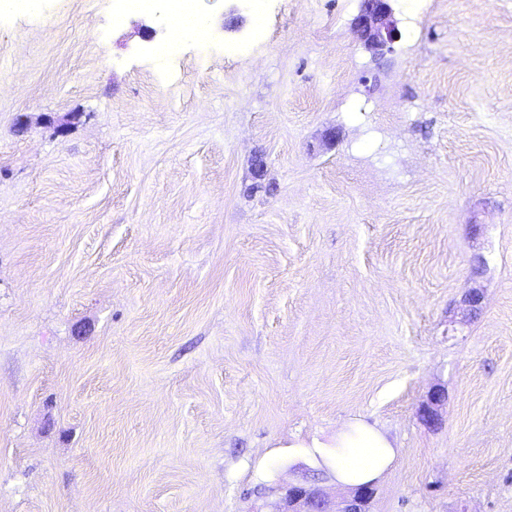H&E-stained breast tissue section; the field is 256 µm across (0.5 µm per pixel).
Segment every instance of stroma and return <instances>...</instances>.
<instances>
[{
  "mask_svg": "<svg viewBox=\"0 0 512 512\" xmlns=\"http://www.w3.org/2000/svg\"><path fill=\"white\" fill-rule=\"evenodd\" d=\"M194 3L0 12V512H512V0ZM390 0H362V8L354 19L353 30L366 46L383 50L397 39ZM307 448H332L327 453L329 466L336 480L358 485L375 480L392 462L394 447L376 428L354 419L336 434L331 443L315 442ZM340 497L323 487L310 483L278 485L269 490L278 498L274 511L254 512H368L375 494L373 483L349 488Z\"/></svg>",
  "mask_w": 512,
  "mask_h": 512,
  "instance_id": "stroma-1",
  "label": "stroma"
}]
</instances>
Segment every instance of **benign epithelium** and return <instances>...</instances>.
Instances as JSON below:
<instances>
[{
  "instance_id": "benign-epithelium-1",
  "label": "benign epithelium",
  "mask_w": 512,
  "mask_h": 512,
  "mask_svg": "<svg viewBox=\"0 0 512 512\" xmlns=\"http://www.w3.org/2000/svg\"><path fill=\"white\" fill-rule=\"evenodd\" d=\"M353 30L366 46L377 51L393 43L397 33L389 0H362ZM374 494L372 483L351 487L340 497L319 485L300 482L269 490V495L278 498L274 512H368Z\"/></svg>"
}]
</instances>
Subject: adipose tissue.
<instances>
[{
  "instance_id": "ef3b65f1",
  "label": "adipose tissue",
  "mask_w": 512,
  "mask_h": 512,
  "mask_svg": "<svg viewBox=\"0 0 512 512\" xmlns=\"http://www.w3.org/2000/svg\"><path fill=\"white\" fill-rule=\"evenodd\" d=\"M327 458L338 481L358 485L375 480L392 462L394 449L379 430L354 419L337 433Z\"/></svg>"
}]
</instances>
